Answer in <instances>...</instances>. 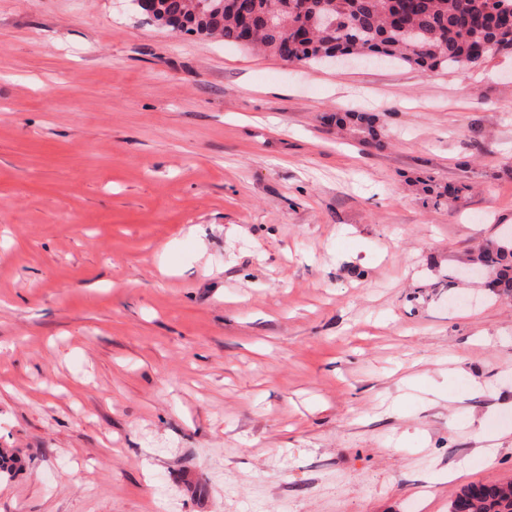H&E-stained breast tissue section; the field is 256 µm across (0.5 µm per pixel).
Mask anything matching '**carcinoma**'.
<instances>
[{
	"mask_svg": "<svg viewBox=\"0 0 512 512\" xmlns=\"http://www.w3.org/2000/svg\"><path fill=\"white\" fill-rule=\"evenodd\" d=\"M156 24L262 49L290 65L331 52L388 58L425 73H466L512 51V0H156ZM469 261L490 271L485 286L512 298V245L488 241ZM457 512H512V482L471 484L453 499Z\"/></svg>",
	"mask_w": 512,
	"mask_h": 512,
	"instance_id": "1",
	"label": "carcinoma"
}]
</instances>
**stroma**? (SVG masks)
<instances>
[{"label": "stroma", "mask_w": 512, "mask_h": 512, "mask_svg": "<svg viewBox=\"0 0 512 512\" xmlns=\"http://www.w3.org/2000/svg\"><path fill=\"white\" fill-rule=\"evenodd\" d=\"M506 225L512 51L294 67L131 0H0V512H448L512 480V302L448 283Z\"/></svg>", "instance_id": "35a3bbf8"}]
</instances>
